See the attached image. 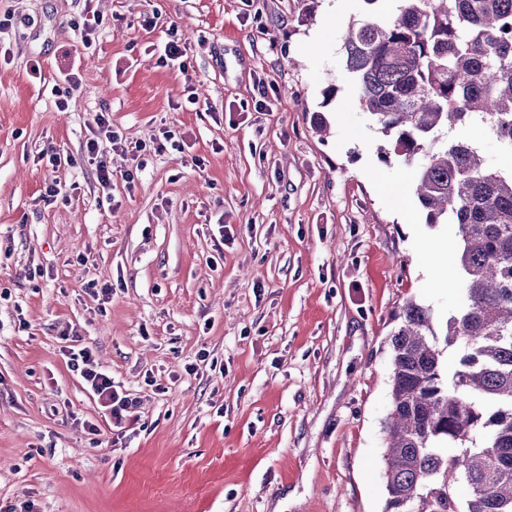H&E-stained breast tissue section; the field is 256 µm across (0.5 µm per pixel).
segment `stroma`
<instances>
[{
	"instance_id": "obj_1",
	"label": "stroma",
	"mask_w": 512,
	"mask_h": 512,
	"mask_svg": "<svg viewBox=\"0 0 512 512\" xmlns=\"http://www.w3.org/2000/svg\"><path fill=\"white\" fill-rule=\"evenodd\" d=\"M89 12L105 20L93 51ZM7 13L0 512H383L389 338L408 300L440 322L455 310L438 280L458 237L426 224L414 169L383 161L359 105L343 33L361 0H0ZM172 25L184 71L156 62ZM76 58L62 107L52 88ZM103 110L129 142L177 141L141 170L111 155L108 197L84 160ZM48 147L66 162H39ZM52 183L68 203L44 204ZM66 331L140 400L122 445Z\"/></svg>"
}]
</instances>
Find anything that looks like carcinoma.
<instances>
[{
    "mask_svg": "<svg viewBox=\"0 0 512 512\" xmlns=\"http://www.w3.org/2000/svg\"><path fill=\"white\" fill-rule=\"evenodd\" d=\"M362 2L343 37L360 105L385 160L415 167L426 223L458 229L443 333L409 300L391 335L383 512H512V171L448 137L479 121L512 151V0H399L386 22Z\"/></svg>",
    "mask_w": 512,
    "mask_h": 512,
    "instance_id": "carcinoma-1",
    "label": "carcinoma"
}]
</instances>
